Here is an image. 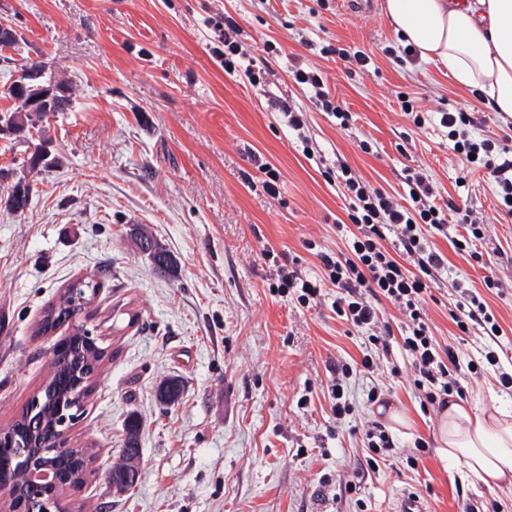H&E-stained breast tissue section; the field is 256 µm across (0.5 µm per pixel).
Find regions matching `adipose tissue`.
I'll list each match as a JSON object with an SVG mask.
<instances>
[{
    "instance_id": "ef3b65f1",
    "label": "adipose tissue",
    "mask_w": 512,
    "mask_h": 512,
    "mask_svg": "<svg viewBox=\"0 0 512 512\" xmlns=\"http://www.w3.org/2000/svg\"><path fill=\"white\" fill-rule=\"evenodd\" d=\"M384 13L421 60L442 64L459 86L512 119V0H385ZM436 441L466 477L512 486L511 411L449 402L438 415Z\"/></svg>"
}]
</instances>
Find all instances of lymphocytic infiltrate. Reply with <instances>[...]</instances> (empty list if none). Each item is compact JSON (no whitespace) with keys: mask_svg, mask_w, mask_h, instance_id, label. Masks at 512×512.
<instances>
[{"mask_svg":"<svg viewBox=\"0 0 512 512\" xmlns=\"http://www.w3.org/2000/svg\"><path fill=\"white\" fill-rule=\"evenodd\" d=\"M205 25L216 36L212 56L219 66L227 69L229 76L243 77L251 86H261L263 70L243 50L239 42L242 29L237 20L224 13L208 18ZM293 78L337 125L351 127V112L326 90L319 69H296ZM486 123L482 109L476 107L444 112L439 118L440 126L448 131L453 152L472 166L488 171L499 188L501 209L512 215V148L490 136L475 137V130ZM335 178L348 202V221L338 226L348 235L347 252L317 250L323 269L319 281L304 278L296 267L279 265L270 289L280 294L295 291L300 304L315 306L326 300L323 284H330L336 290L331 309L338 318L364 332L376 349L387 352L396 347L406 356L421 410L446 406L449 396L459 387L452 369L461 362L456 351L440 348L427 322L425 306L431 286L448 271V261L434 237L449 236L452 245L460 246L463 253L479 263L483 253L478 246L486 238L487 226L474 217L472 210L461 208L450 199H438L427 177L416 169H406L404 174L410 199L406 206L372 187L347 163L337 164ZM455 288L459 298L453 322L464 335L484 336L477 352L488 365L496 367L500 387L511 392L512 368L502 366L495 349L503 333L501 326L476 292L460 282ZM385 300L405 318L400 332H393L389 322L380 316V304ZM358 367L374 372L379 364L367 354L359 364L339 361L329 367L331 411L336 421L345 420L355 410L345 386Z\"/></svg>","mask_w":512,"mask_h":512,"instance_id":"obj_1","label":"lymphocytic infiltrate"}]
</instances>
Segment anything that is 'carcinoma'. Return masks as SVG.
Returning a JSON list of instances; mask_svg holds the SVG:
<instances>
[{"label":"carcinoma","instance_id":"carcinoma-1","mask_svg":"<svg viewBox=\"0 0 512 512\" xmlns=\"http://www.w3.org/2000/svg\"><path fill=\"white\" fill-rule=\"evenodd\" d=\"M23 85L14 100L18 101L16 108L0 113V121L8 125L19 137H27L31 130L44 131V123L49 117L67 111L72 105V94L70 83L64 78H57L46 71L43 65L21 66ZM46 168L42 162L39 150H34L27 162L23 164L24 175L19 177L7 193L4 208L8 211H23L29 205L32 194V184L28 175L39 173ZM130 239L136 249L148 253L153 260L155 268L171 277L175 276L178 270L176 258L169 252L164 244L160 242L145 226L136 224L131 228ZM97 288L94 280L87 277L68 284L60 292L56 302L49 305L38 324L37 333L44 334L62 325L60 315L68 310L81 308L84 302L91 300V290ZM84 362L90 366L101 365L110 360L113 354L103 342L98 341L83 348ZM81 378V374L73 372L72 368H62L53 365L49 380L44 385L42 406L40 408L41 419L44 421V436L53 437L54 426L57 421V413L60 406H71L78 411L81 405L71 398V385L75 380ZM140 432L139 420L132 416L126 425V438L124 448L138 446Z\"/></svg>","mask_w":512,"mask_h":512}]
</instances>
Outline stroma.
<instances>
[{
    "label": "stroma",
    "mask_w": 512,
    "mask_h": 512,
    "mask_svg": "<svg viewBox=\"0 0 512 512\" xmlns=\"http://www.w3.org/2000/svg\"><path fill=\"white\" fill-rule=\"evenodd\" d=\"M230 13L244 50L261 55L265 41L282 54L265 90L228 76L214 61L203 17ZM0 18L22 36L0 49V87L21 64L48 62L71 80L72 107L46 126L61 167L34 175L24 212L0 209V431L8 428L45 382L56 345L71 324L41 334L45 308L75 279L100 285L82 322L114 357L104 364L69 443L98 460L86 484L65 497L68 512H393L399 496L418 493L427 512H512V488L466 480L442 459L434 440L437 412L422 413L407 377H395L399 351L379 372L348 382L352 417L336 421L327 386L330 362L374 353L364 333L330 305L303 306L295 293L269 285L275 270L263 250L286 254L302 275L322 268L315 242L347 252L336 229L346 202L314 161L293 143L266 93L301 105L307 134L328 160L347 162L372 186L402 193L401 171L420 169L437 195L452 196L491 224L486 267L472 265L444 237L438 249L448 275L432 287L426 311L441 346L471 351L451 319L453 283L467 280L498 319L512 356V216L501 212L495 182L471 172L448 147L444 128H415L401 112L405 94L420 111L471 108L477 100L442 65L401 63L388 47L402 41L381 5L364 14L340 0H0ZM364 51L361 71L318 46ZM315 63L348 112L352 128L307 102L289 66ZM377 146L361 152L359 140ZM280 173V195L243 182L246 149ZM146 226L178 261L175 277L154 270L129 238ZM503 288H486V277ZM183 384L164 407L156 389ZM462 401L506 405L492 370L463 372ZM382 403L368 402L372 385ZM306 406H299L300 398ZM404 412L409 426L390 422ZM141 422L138 478L118 493L106 473L118 460L129 415ZM380 423L395 446L379 469L367 470L362 425ZM427 449L417 468L406 455L416 439ZM361 469L357 492L344 473Z\"/></svg>",
    "instance_id": "obj_1"
}]
</instances>
